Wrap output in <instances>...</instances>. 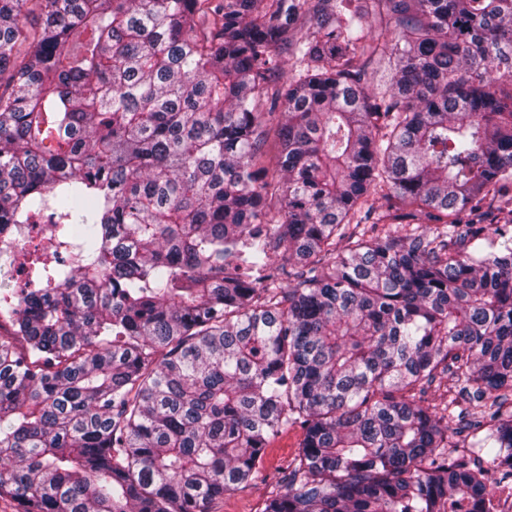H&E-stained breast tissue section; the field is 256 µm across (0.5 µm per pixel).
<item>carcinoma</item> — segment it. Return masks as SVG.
Instances as JSON below:
<instances>
[{"label":"carcinoma","mask_w":512,"mask_h":512,"mask_svg":"<svg viewBox=\"0 0 512 512\" xmlns=\"http://www.w3.org/2000/svg\"><path fill=\"white\" fill-rule=\"evenodd\" d=\"M317 2L0 0V250L56 217L0 297L16 512H208L291 428L263 512L512 476V0Z\"/></svg>","instance_id":"cac0c4a2"}]
</instances>
